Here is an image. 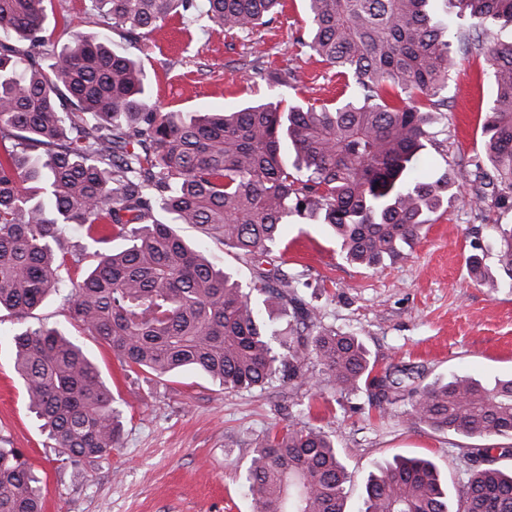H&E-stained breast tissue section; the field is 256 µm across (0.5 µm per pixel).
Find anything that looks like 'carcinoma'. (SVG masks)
Returning a JSON list of instances; mask_svg holds the SVG:
<instances>
[{
    "instance_id": "obj_1",
    "label": "carcinoma",
    "mask_w": 512,
    "mask_h": 512,
    "mask_svg": "<svg viewBox=\"0 0 512 512\" xmlns=\"http://www.w3.org/2000/svg\"><path fill=\"white\" fill-rule=\"evenodd\" d=\"M45 0H0V312L17 322L56 296L71 325L98 337L132 372L163 379L193 368L226 389L274 380L302 386L319 367L342 397L367 392L381 412L407 394L417 424L467 437L512 438V378L453 374L414 386V371L375 370L362 340L321 325L295 295L272 246L284 225L316 217L340 256L374 268L407 256L428 216L458 195L454 176L424 169L432 112L457 61L484 53L495 85L475 170L512 207V0H305L302 42L336 68L346 91L332 106L256 101L186 117L150 100L141 62L112 43L145 38L171 18L184 28L250 32L283 0H81L48 31ZM91 25L86 35L78 25ZM254 77L298 81L256 60ZM79 224L100 248L87 272L65 251ZM194 224L252 264L274 266L245 289L185 241ZM498 271L476 255L472 280L512 287V224L496 225ZM125 241L118 252L106 248ZM256 292L258 301L251 300ZM28 407L64 459H104L120 445V411L96 363L56 327L12 334ZM452 501L435 465L396 458L369 474L362 512H512V471L492 465ZM346 466L328 434L292 425L253 449L246 474L257 512H344ZM0 512H42L40 477L0 437Z\"/></svg>"
}]
</instances>
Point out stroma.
<instances>
[{
    "mask_svg": "<svg viewBox=\"0 0 512 512\" xmlns=\"http://www.w3.org/2000/svg\"><path fill=\"white\" fill-rule=\"evenodd\" d=\"M304 0H287L285 12L252 34L183 29L169 21L146 43H125L145 69L153 100L191 115L241 107L255 100L335 104L341 84L334 69L310 57ZM293 71L297 83L269 87L254 79L248 63ZM482 54L459 60L448 84V106L432 113L426 170L437 177L459 171L461 197L432 214L407 258L367 269L346 262L324 225L312 221L284 228L277 252L289 274L305 286L297 297L317 309L324 327L357 335L378 371L408 367L422 382L465 373L480 381L512 378V288L491 294L473 282L467 258L477 253L488 268L497 262L500 224H512L474 176L482 151L481 124L494 94ZM482 193L481 209L469 204ZM179 233L216 257L243 287L256 269L233 250L189 224ZM17 321L0 316V436L22 449L42 478L43 512H256L244 480L253 448L288 425L313 427L335 441L349 474L345 512H361L365 483L376 466L394 458L422 457L436 466L450 495L462 489L481 462L475 446H504V439L436 432L414 424L405 402L385 414L371 410L366 393L342 397L326 377L314 387L225 391L195 371L158 380L124 371L112 350L94 336L80 344L97 364L122 412L120 446L109 458L61 460L35 414L16 373L9 334Z\"/></svg>",
    "mask_w": 512,
    "mask_h": 512,
    "instance_id": "35a3bbf8",
    "label": "stroma"
}]
</instances>
